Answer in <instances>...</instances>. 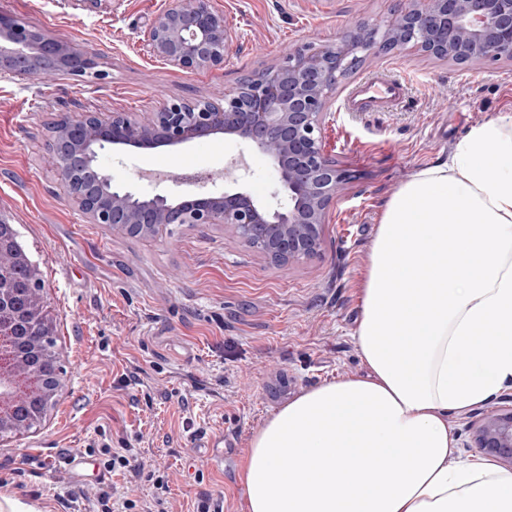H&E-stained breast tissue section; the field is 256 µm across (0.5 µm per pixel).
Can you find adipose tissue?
I'll use <instances>...</instances> for the list:
<instances>
[{
  "label": "adipose tissue",
  "instance_id": "adipose-tissue-1",
  "mask_svg": "<svg viewBox=\"0 0 512 512\" xmlns=\"http://www.w3.org/2000/svg\"><path fill=\"white\" fill-rule=\"evenodd\" d=\"M354 338L368 367L253 434L248 512H512V472L462 460L448 415L512 387V114L385 205Z\"/></svg>",
  "mask_w": 512,
  "mask_h": 512
}]
</instances>
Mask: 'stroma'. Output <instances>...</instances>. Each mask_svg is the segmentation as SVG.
<instances>
[{
    "mask_svg": "<svg viewBox=\"0 0 512 512\" xmlns=\"http://www.w3.org/2000/svg\"><path fill=\"white\" fill-rule=\"evenodd\" d=\"M174 0H0L19 17L96 54L101 78L0 77V221L15 225L44 283L55 324L61 389L33 433L0 441V494L42 512H98L94 489L112 487V512H152L153 475L169 485V512L203 500L248 512L242 462L253 433L286 403L321 383L363 376L353 337L360 288L383 209L417 170L448 161L471 127L512 113V58L458 64L416 49L368 56L341 81L325 121V149L355 172L328 211L322 246L290 267L269 263L220 224H185L132 237L92 224L49 160L62 118L125 112L166 102H222L244 78L308 41L329 44L352 22L386 21L397 0H213L237 39L223 65L185 71L150 58L143 35ZM378 72L407 78L392 112H348L344 100ZM246 154L242 185L269 193L277 178L257 151L217 135L189 145L100 152L114 184L140 194L188 197L187 166L223 175ZM512 403L507 387L472 410L448 415L458 453L479 455L486 416ZM224 440V468L210 443ZM124 449L109 472L101 448ZM65 453L89 466L74 481ZM134 501L126 510L125 501Z\"/></svg>",
    "mask_w": 512,
    "mask_h": 512,
    "instance_id": "obj_1",
    "label": "stroma"
}]
</instances>
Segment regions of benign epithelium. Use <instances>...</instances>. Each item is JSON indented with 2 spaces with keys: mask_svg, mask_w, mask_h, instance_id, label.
<instances>
[{
  "mask_svg": "<svg viewBox=\"0 0 512 512\" xmlns=\"http://www.w3.org/2000/svg\"><path fill=\"white\" fill-rule=\"evenodd\" d=\"M235 30L213 0H179L153 19L145 42L150 55L183 70L224 64ZM408 47L456 63L512 57V0H398L383 24L353 23L336 43L305 42L282 61L224 93L221 103L173 100L143 121L125 112L89 114L56 125L51 158L69 196L92 224L128 234L153 235L175 224H225L266 260L288 266L321 247L322 224L352 174L332 161L323 144L325 117L337 85L358 61ZM95 57L0 12V73L35 77L64 72L76 80L99 75ZM222 134L247 143L277 173L278 187L259 197L231 177L203 200L140 197L114 185L97 162L112 146L177 147ZM26 271L24 291L0 279V437L32 425L23 410L56 394L40 371L54 323L27 336L16 308L39 313L42 279L13 237L0 231V267ZM478 447L512 462V408L479 427Z\"/></svg>",
  "mask_w": 512,
  "mask_h": 512,
  "instance_id": "7a95c632",
  "label": "benign epithelium"
}]
</instances>
